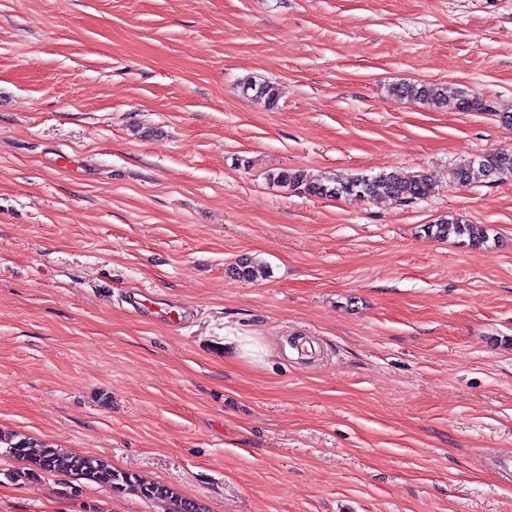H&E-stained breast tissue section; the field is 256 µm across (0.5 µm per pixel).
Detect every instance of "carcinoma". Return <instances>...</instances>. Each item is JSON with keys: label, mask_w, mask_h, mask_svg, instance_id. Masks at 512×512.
I'll list each match as a JSON object with an SVG mask.
<instances>
[{"label": "carcinoma", "mask_w": 512, "mask_h": 512, "mask_svg": "<svg viewBox=\"0 0 512 512\" xmlns=\"http://www.w3.org/2000/svg\"><path fill=\"white\" fill-rule=\"evenodd\" d=\"M250 90L254 92V97L264 100L268 106L277 105V84L248 81L243 85V92ZM389 94L396 99H412L438 108L445 106L457 112L494 111V107L480 96L460 93L450 98L443 87L431 82L419 85L396 84L390 87ZM507 175L512 176V152L498 151L459 164L453 171V180L456 185L466 187L492 176L500 178ZM271 180L281 187L301 190L313 196L338 198L356 195L399 203L423 199L434 190L432 182L424 174L404 177L392 171L342 182L331 177H315L304 169L285 168L272 174ZM425 232L437 239H446L451 235L465 238L473 247L482 245L488 239L486 227L470 224L456 216L426 225ZM228 272L236 280L253 282L263 277L266 270L253 259L242 257ZM2 444L5 445L7 453L27 460L31 465L30 471L34 473H67L118 491H128L147 500L165 502L170 505V512H204L199 504L183 498L174 488L114 469L95 457L79 454L64 456L46 443L15 434H0V445Z\"/></svg>", "instance_id": "1"}]
</instances>
